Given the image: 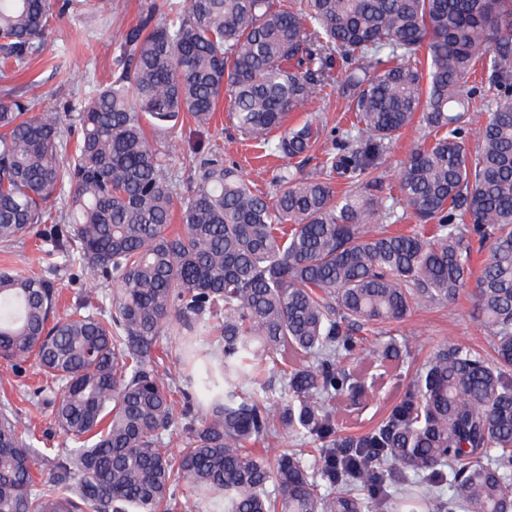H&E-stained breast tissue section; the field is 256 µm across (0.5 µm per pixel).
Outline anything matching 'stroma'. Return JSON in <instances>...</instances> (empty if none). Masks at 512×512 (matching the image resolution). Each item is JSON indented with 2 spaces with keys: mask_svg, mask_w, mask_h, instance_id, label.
I'll return each instance as SVG.
<instances>
[{
  "mask_svg": "<svg viewBox=\"0 0 512 512\" xmlns=\"http://www.w3.org/2000/svg\"><path fill=\"white\" fill-rule=\"evenodd\" d=\"M149 3L150 0H113L108 11L83 16L65 12L63 17L56 19L54 33L41 53L29 62L25 71L6 80L0 78V87L29 83L33 86L31 94L37 110L63 108L67 101L83 94L89 81L110 79L113 33L116 29L135 24ZM229 104V98L220 100L209 128H197L188 118L179 124L176 136L181 150L173 156L172 167L181 169L184 154L193 149L216 144L223 148L226 160L239 164L243 178L252 180L258 192L274 197V186L257 178L256 173L261 169L274 170L281 161L233 128L228 116ZM309 116L325 129L342 127L348 120V104L334 88L329 87L314 114L299 110L290 113L288 122L294 125ZM422 138L423 132L415 124L403 129L396 137L378 170L385 189H395L400 167ZM474 293V286H467L458 301L446 306L416 309L406 321L388 327L385 333L368 336L367 341L371 344L391 338L407 339L408 351L402 360L388 367L378 386L374 405L364 408L359 414L341 412L342 433L353 434L374 426L387 409L400 400L416 368L431 352L460 340L477 348L486 346V332L475 308ZM40 382L41 376L34 362H26L22 370L15 371L0 361V400L9 399L21 418L36 426L42 447L56 448L62 437L52 425L48 409L26 399Z\"/></svg>",
  "mask_w": 512,
  "mask_h": 512,
  "instance_id": "35a3bbf8",
  "label": "stroma"
}]
</instances>
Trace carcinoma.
<instances>
[{
    "instance_id": "1",
    "label": "carcinoma",
    "mask_w": 512,
    "mask_h": 512,
    "mask_svg": "<svg viewBox=\"0 0 512 512\" xmlns=\"http://www.w3.org/2000/svg\"><path fill=\"white\" fill-rule=\"evenodd\" d=\"M54 9L0 0V61L39 53ZM113 40L112 79L64 112L0 90V246L40 239L38 271L0 269V359L35 358L63 436L37 481L36 430L0 406V512H416L445 486L442 512H512V0H167ZM332 84L354 120L299 177L322 130L288 114ZM226 92L286 160L271 201L215 147L171 169L180 117L209 126ZM416 118L432 142L386 193L375 172ZM401 209L424 225L389 231ZM482 252L491 353L436 349L375 427L336 434L400 355L357 333L456 300ZM62 266L112 281L108 304L50 319ZM166 334L197 367L185 388L159 375ZM271 373L288 398L261 396ZM283 431L320 467L252 449Z\"/></svg>"
}]
</instances>
